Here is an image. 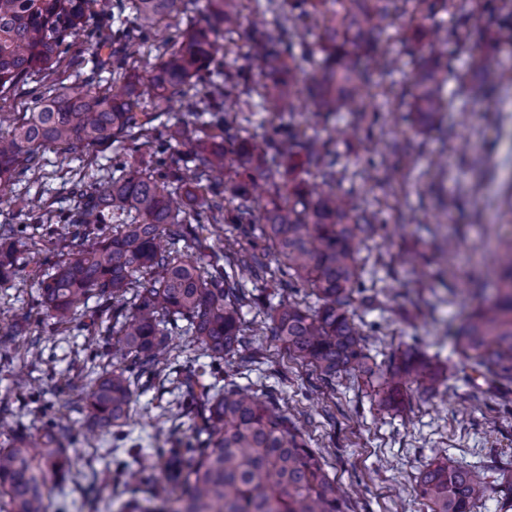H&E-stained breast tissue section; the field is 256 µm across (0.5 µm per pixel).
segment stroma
I'll use <instances>...</instances> for the list:
<instances>
[{
    "label": "stroma",
    "instance_id": "1",
    "mask_svg": "<svg viewBox=\"0 0 512 512\" xmlns=\"http://www.w3.org/2000/svg\"><path fill=\"white\" fill-rule=\"evenodd\" d=\"M487 0L486 8L465 24L488 55L512 51V16ZM495 32L497 42L486 39ZM426 44L425 31L407 19L387 30L384 49L399 54L401 68L393 76L398 88L411 84ZM72 65L37 73L0 97L1 112H27L35 91L64 86H91L104 93L112 74L97 70L89 42L71 49ZM451 76L445 88L450 102L441 131L413 134L407 122L388 115L374 127L372 138L351 134L352 118L339 112L312 115L319 129L332 125L349 130L337 149L355 174L357 204L379 201L386 228L367 241L360 252L366 287L376 289L373 307H357L356 317L369 332L368 347L375 362H383L398 347L415 344L439 355L456 372L434 396L416 395L403 412L379 407L363 380L341 377L327 384L317 373L288 357L272 337L256 335L264 316L244 308L252 337L247 350L226 357L224 368L238 384L272 398L289 412L313 448L322 449L329 470L347 494L348 512H427L414 492L415 478L430 459L451 456L468 464L512 463V392L483 380H471L457 368L459 356L448 335L478 301L477 287L487 281L497 254L512 240V69L489 74L479 71L469 51L448 46ZM403 143L400 159L405 188L381 189L385 176V144ZM115 145H93L81 158L60 165L55 147H46L45 167L18 176L0 187V224H22L26 216L20 196L39 193L53 212L74 208L71 184L85 191L105 182ZM457 199L453 213L441 211L442 199ZM458 249L449 252V240ZM70 236L57 239L53 253L26 250L21 269L10 284L0 286V332L12 311L29 313L28 333L20 344L38 341L43 362L22 366L9 347H0V406L20 409L29 432L40 431L46 418L70 419L76 426L68 444L77 484L53 489L50 512H127L131 497L147 498L161 477V449L192 438L189 422L173 417L171 402L176 378L184 365L208 371L210 359L185 335H174L175 355L160 366L156 379L135 390L136 411L117 432L101 431L80 411L83 392L71 385L78 372L102 371L121 364L124 355L105 338L74 321L59 331L36 300L29 271L48 268L69 250ZM143 456L142 479L126 483L120 463Z\"/></svg>",
    "mask_w": 512,
    "mask_h": 512
}]
</instances>
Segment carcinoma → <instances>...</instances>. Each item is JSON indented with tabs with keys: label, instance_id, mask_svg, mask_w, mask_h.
I'll list each match as a JSON object with an SVG mask.
<instances>
[{
	"label": "carcinoma",
	"instance_id": "1",
	"mask_svg": "<svg viewBox=\"0 0 512 512\" xmlns=\"http://www.w3.org/2000/svg\"><path fill=\"white\" fill-rule=\"evenodd\" d=\"M193 2L119 0L118 11L130 12L135 26L117 28L112 41L127 48L142 43L160 18L176 17ZM88 3L0 0V94L67 59L69 39L86 33ZM209 3L205 23L185 29L178 48L149 70L130 67L126 50L100 60L123 78L118 90L100 96L62 86L40 98L0 135V184L43 166L46 144L59 146L65 161L90 144H127L126 152L112 156V175L101 189L80 192L78 206L60 220L72 227L75 242L67 257L46 271L33 270L31 279L54 325L65 329L87 315L124 352L123 364L74 378L85 391L86 418L101 429L130 418L135 387L160 372L176 322H185L184 332L213 362L212 383L194 369L184 371L176 406L192 421L194 440L165 450L163 482L151 498L131 504L133 512H345L344 491L321 449L308 447L277 403L224 379L220 362L249 345L243 308L264 309L273 339L323 380L356 375L376 386L382 407L399 406L411 389L437 391L450 368L412 349L380 367L367 352L354 314L356 303L372 300L359 253L382 225L378 212L353 203L352 191L335 190L347 172L343 154L332 147L336 129L309 135L293 122L272 127L256 145L240 135L229 112L269 104L296 118L303 116L301 98L308 97L317 113L347 112L369 136L377 115L392 111L372 87L399 69L398 59L380 49L384 26L405 17L413 23L440 13L474 15L481 0H254L251 22L240 0ZM235 33L245 35L247 65L218 58L221 51L232 53ZM450 40L467 46L469 29L435 28L414 76L409 95L420 131L448 110V68L440 58ZM110 42L95 41L96 54ZM255 73L262 81H253ZM145 95L164 103L177 99L182 125L156 135L160 113L140 108ZM200 112L211 115L209 145L190 157L191 186L169 151ZM145 151L155 160L139 169L132 160ZM230 155L238 181L224 180ZM288 159L299 160L302 172L321 183L281 170ZM259 179L271 190L261 209L253 193ZM24 206L36 224H0V284L13 276L23 241L37 250L55 243L42 198L28 197ZM223 223L231 229L215 250L204 232ZM272 252L281 278L302 283L318 306L288 294L272 304L245 288L236 270L259 278L268 273ZM455 346L472 373L512 391V245L499 254L493 298L459 326ZM66 440L57 423L33 436L15 428L10 446L0 448V512H49L52 489L73 481ZM488 472L435 458L419 470L415 493L428 512H474L490 489ZM493 482L498 512H512V467L498 468ZM177 487L187 494L172 497Z\"/></svg>",
	"mask_w": 512,
	"mask_h": 512
}]
</instances>
